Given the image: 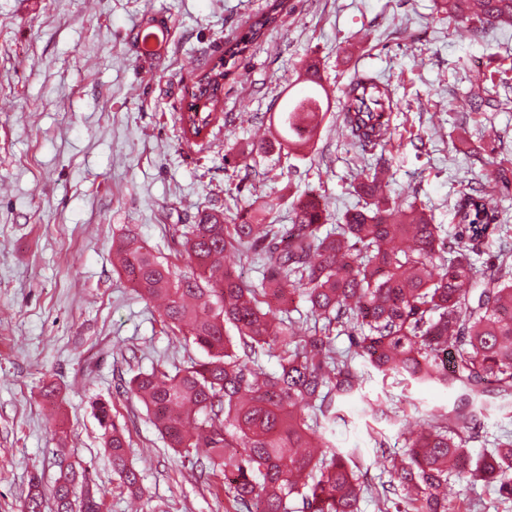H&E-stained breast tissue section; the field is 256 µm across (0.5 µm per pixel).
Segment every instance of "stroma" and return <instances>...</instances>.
Wrapping results in <instances>:
<instances>
[{"mask_svg": "<svg viewBox=\"0 0 512 512\" xmlns=\"http://www.w3.org/2000/svg\"><path fill=\"white\" fill-rule=\"evenodd\" d=\"M268 0H0V512H22L32 484L50 492L60 457L85 468L106 512H234L218 476L170 448L125 383L139 371L202 359L153 304L119 275L117 244L133 236L186 267L184 225L201 212L264 208L292 221L290 204L322 195L328 221L357 207L354 186L372 156L342 136L345 91L360 72L392 85L399 108L383 156L392 197L413 202L447 233L460 192L499 194L496 167L512 170V103L478 110L474 85L512 100V27L461 36L439 0H288L224 82L219 131L187 146L181 109L196 74ZM166 31L141 51L147 20ZM316 61L330 107L302 153L258 142L297 99L303 63ZM501 230L477 267L512 249V193ZM413 418L446 406L435 385L365 368L359 396L342 404L332 439L359 448L372 484L389 480L404 435L367 428L364 399ZM108 402L142 476L138 500L120 487L96 402Z\"/></svg>", "mask_w": 512, "mask_h": 512, "instance_id": "35a3bbf8", "label": "stroma"}]
</instances>
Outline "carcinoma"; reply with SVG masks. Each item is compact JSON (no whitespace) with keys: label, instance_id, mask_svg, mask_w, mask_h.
Listing matches in <instances>:
<instances>
[{"label":"carcinoma","instance_id":"cac0c4a2","mask_svg":"<svg viewBox=\"0 0 512 512\" xmlns=\"http://www.w3.org/2000/svg\"><path fill=\"white\" fill-rule=\"evenodd\" d=\"M476 0H441L448 15L478 25L512 26V0H494L486 13ZM286 4L276 0L240 36L224 43L209 76L232 74L239 60L277 27ZM182 117L188 146L210 135L222 99ZM397 108L391 85L361 73L343 103L345 138L364 151L385 147ZM326 114L322 92L295 102L279 117L287 147L304 150ZM362 205L325 228L322 196L291 202L292 225L252 224L247 213H207L182 233L191 273L161 261L134 237L118 248L120 274L151 303L163 321L206 358L174 374L139 372L127 389L152 414L171 447L203 454L208 473L220 474L237 512H359L367 472L352 452L328 437L338 407L362 390L359 358L383 376L436 384L457 394L452 409L426 418L410 432L393 478L375 489L378 512H455L445 488L451 478L495 484L497 499L512 504V435L491 451L470 456L481 438L475 402L495 385L512 407V264L477 271L473 255L500 230L497 202L483 190L460 193L455 245L424 209L396 204L386 169L376 166L357 185ZM252 246L261 255L260 285L224 265L227 253ZM297 293L308 304L310 326L285 309ZM234 329L236 335L229 334ZM346 335V353L333 333ZM275 355L267 372L263 356ZM105 450L122 487L140 496V474L128 456L125 434L108 403L96 406ZM54 512H104L76 464L57 472ZM35 484L26 512H43Z\"/></svg>","mask_w":512,"mask_h":512}]
</instances>
